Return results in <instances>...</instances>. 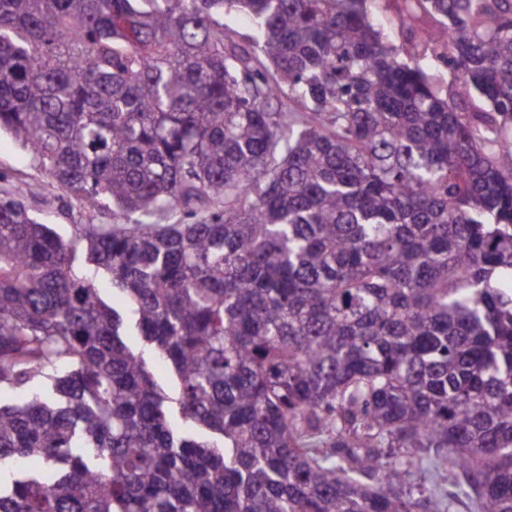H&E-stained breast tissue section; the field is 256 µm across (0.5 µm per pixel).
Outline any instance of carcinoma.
<instances>
[{
    "instance_id": "carcinoma-1",
    "label": "carcinoma",
    "mask_w": 512,
    "mask_h": 512,
    "mask_svg": "<svg viewBox=\"0 0 512 512\" xmlns=\"http://www.w3.org/2000/svg\"><path fill=\"white\" fill-rule=\"evenodd\" d=\"M410 1L430 73L377 0H0V131L120 218L0 194V512H512V0Z\"/></svg>"
}]
</instances>
